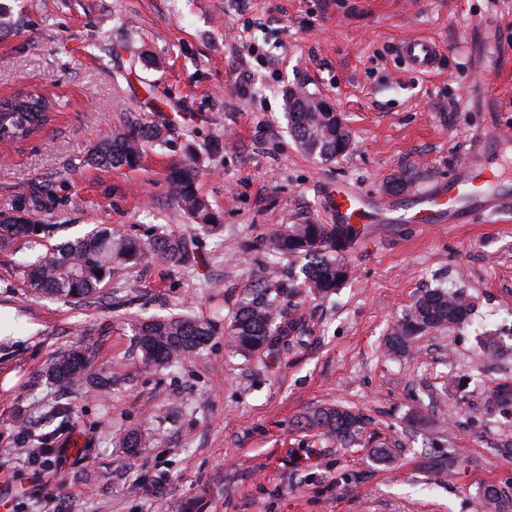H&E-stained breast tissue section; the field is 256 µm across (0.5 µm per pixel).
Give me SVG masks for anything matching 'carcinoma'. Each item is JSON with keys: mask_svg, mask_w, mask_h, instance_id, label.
Listing matches in <instances>:
<instances>
[{"mask_svg": "<svg viewBox=\"0 0 512 512\" xmlns=\"http://www.w3.org/2000/svg\"><path fill=\"white\" fill-rule=\"evenodd\" d=\"M288 128L310 156L328 162L344 156L351 144L347 128L336 129L327 112H311L308 98L288 94L284 99ZM52 118L49 99L39 93H17L0 100V133L23 139L46 126ZM168 143L165 127L144 126L128 118L121 131L98 141L89 152L88 164L96 168L138 166L144 145ZM202 175L199 163L186 159L169 170L168 180L178 210L193 223L214 234L221 229L218 216L197 189ZM44 207L36 199L26 212L5 215L0 221V244L17 240L38 242L48 226L41 223ZM349 224H291L274 230L268 239L276 253L302 260V279L291 286L288 295L306 288L320 296L336 292L346 279V265L340 253L351 244ZM161 259L171 264L195 267L205 264L196 252L195 239L176 237L157 231L143 240L120 234L109 227H98L86 235L54 246L43 256L24 267V284L34 294H46L64 301H90L112 276V265ZM281 286L267 279L259 287L248 288L241 297L229 323L220 317L191 314L150 317L132 327L134 346L140 351L146 368L164 370L206 348L218 334L229 336L234 348L243 356L275 352L281 339L294 330V320L280 305ZM471 312L463 295L439 287L425 291L404 314L391 332L387 346L394 354L407 353L408 343L429 331L454 330ZM45 376L55 387L69 393L78 386L101 390L119 380L112 368L95 367V353L88 348H74L57 357ZM40 431L31 421L18 418L19 431L26 444L28 460L42 462L53 456L59 439L72 426L69 404L55 401L39 417ZM364 418L340 407H323L302 416L301 430L316 431L347 446L365 431ZM156 439L130 432L120 439L121 447L131 453L155 447ZM479 505L494 512H512V499L486 488L478 496Z\"/></svg>", "mask_w": 512, "mask_h": 512, "instance_id": "carcinoma-1", "label": "carcinoma"}]
</instances>
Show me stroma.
Here are the masks:
<instances>
[{
	"label": "stroma",
	"mask_w": 512,
	"mask_h": 512,
	"mask_svg": "<svg viewBox=\"0 0 512 512\" xmlns=\"http://www.w3.org/2000/svg\"><path fill=\"white\" fill-rule=\"evenodd\" d=\"M18 26L0 37V96L40 89L58 103L53 122L0 142V213L52 196L54 234L29 249L0 248L1 512H474L484 486L512 497V214L474 224H361L344 257L349 276L327 297H292L299 319L278 357L237 354L214 337L199 355L161 370L132 347L137 316L221 310L232 318L246 288L275 272L274 228L332 224L329 189L342 184L406 203L464 160L472 134L512 127V0H0ZM491 37L502 94L497 111L474 107L476 38ZM427 39L436 67L413 71L401 44ZM328 101L352 135L332 162L304 153L288 131L287 90ZM164 126L138 168L97 169L89 150L127 116ZM218 139L224 152L208 159ZM205 161L201 193L224 224L197 229L173 208L172 162ZM409 174L401 193L387 181ZM147 237L154 228L194 237L204 276L158 261L118 265L95 303L35 298L22 265L96 225ZM447 283L472 312L453 332L415 337L410 354L386 341L425 290ZM93 348L121 363L102 391L69 402L80 461L45 469L15 447V421L55 398L43 372L61 351ZM343 406L368 420L360 446L340 448L298 430L305 412ZM157 434L142 454L119 445L129 431ZM394 450L374 461L375 445ZM462 459L442 471L449 449ZM163 481L162 497L136 493Z\"/></svg>",
	"instance_id": "stroma-1"
}]
</instances>
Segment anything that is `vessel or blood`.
I'll return each instance as SVG.
<instances>
[{"label": "vessel or blood", "instance_id": "vessel-or-blood-1", "mask_svg": "<svg viewBox=\"0 0 512 512\" xmlns=\"http://www.w3.org/2000/svg\"><path fill=\"white\" fill-rule=\"evenodd\" d=\"M401 54L412 69L425 74L433 70L440 51L435 43L417 39L404 43ZM493 72V64H485L477 83L486 109L497 105L500 99ZM511 137L499 126L475 135L463 168L398 209L378 198L336 186L330 192L336 220L342 224H389L395 220L408 224H471L483 216L512 210V187L505 185L489 165L484 151L486 139L505 141Z\"/></svg>", "mask_w": 512, "mask_h": 512}]
</instances>
